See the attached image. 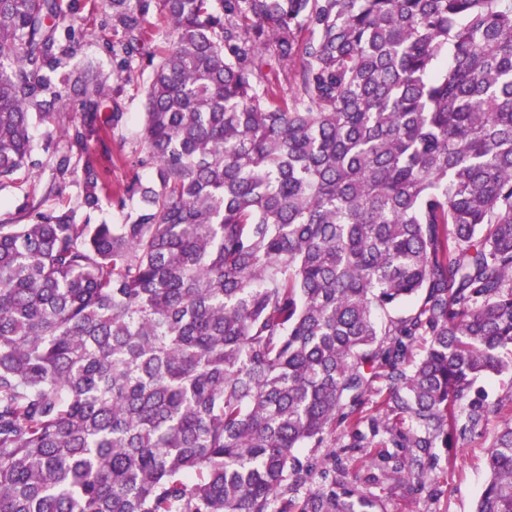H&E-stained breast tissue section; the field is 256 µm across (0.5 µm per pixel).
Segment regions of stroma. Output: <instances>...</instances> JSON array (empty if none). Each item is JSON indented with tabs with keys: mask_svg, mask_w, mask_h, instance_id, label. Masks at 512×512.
Wrapping results in <instances>:
<instances>
[{
	"mask_svg": "<svg viewBox=\"0 0 512 512\" xmlns=\"http://www.w3.org/2000/svg\"><path fill=\"white\" fill-rule=\"evenodd\" d=\"M81 5L88 32L80 54L68 61L66 67L77 72L84 64H92L107 86L122 88L124 124L111 139L92 146L94 157L109 166L113 188L119 189L137 173L130 160L141 149L138 117L143 111L145 77L136 72L128 79H117L111 59L101 49L103 40L111 36L110 30L101 26V0H81ZM489 446L487 436L476 432L458 437L454 448L437 449V459L428 469L426 484L418 490L382 478L377 454L364 448H340L334 452L326 447L303 448L298 456L304 461H320L336 455L339 466L348 471L353 488L373 497V512H475L487 478L485 459Z\"/></svg>",
	"mask_w": 512,
	"mask_h": 512,
	"instance_id": "obj_1",
	"label": "stroma"
}]
</instances>
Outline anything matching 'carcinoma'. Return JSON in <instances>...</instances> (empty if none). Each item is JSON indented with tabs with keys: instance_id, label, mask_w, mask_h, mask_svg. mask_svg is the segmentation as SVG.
I'll return each mask as SVG.
<instances>
[{
	"instance_id": "cac0c4a2",
	"label": "carcinoma",
	"mask_w": 512,
	"mask_h": 512,
	"mask_svg": "<svg viewBox=\"0 0 512 512\" xmlns=\"http://www.w3.org/2000/svg\"><path fill=\"white\" fill-rule=\"evenodd\" d=\"M103 9L117 76L148 73L151 178L113 195L121 89L60 72L76 0H0V190L43 167L34 126L68 142L0 219V512H372L296 449L379 444L420 486L492 416L475 512H512V394L473 391L512 370V0ZM105 198L122 223L77 222Z\"/></svg>"
}]
</instances>
